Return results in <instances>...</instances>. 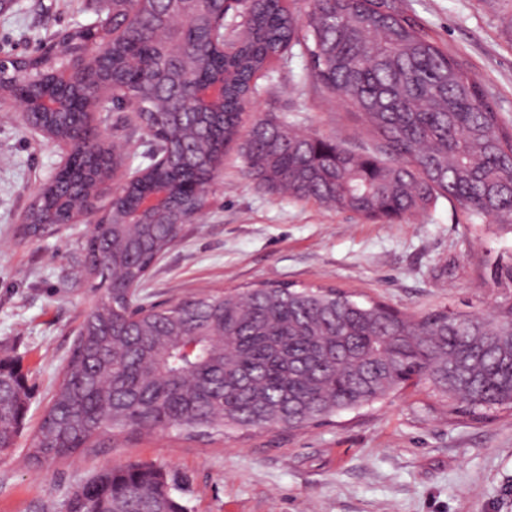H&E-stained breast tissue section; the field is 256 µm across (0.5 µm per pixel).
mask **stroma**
I'll return each instance as SVG.
<instances>
[{
  "mask_svg": "<svg viewBox=\"0 0 512 512\" xmlns=\"http://www.w3.org/2000/svg\"><path fill=\"white\" fill-rule=\"evenodd\" d=\"M395 4L477 75L512 126V0ZM95 9V0H11L0 7V53L93 21ZM249 111L350 145L370 140L357 115L317 87L297 49L258 80ZM61 159L57 144L0 109V358L18 360L31 393L15 447L0 452V512H66L74 488L97 470L130 464L183 477L176 496L189 512H512V412L451 416L422 388L301 430L122 434L30 463L94 301L84 272L87 225L20 233L21 213ZM210 200L154 264L143 289L149 301L264 281L332 286L411 314H490L512 299V284L496 278L512 264V233L445 199L400 223L367 224L311 199L265 193L233 145Z\"/></svg>",
  "mask_w": 512,
  "mask_h": 512,
  "instance_id": "1",
  "label": "stroma"
}]
</instances>
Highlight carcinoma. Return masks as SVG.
I'll return each instance as SVG.
<instances>
[{
    "label": "carcinoma",
    "mask_w": 512,
    "mask_h": 512,
    "mask_svg": "<svg viewBox=\"0 0 512 512\" xmlns=\"http://www.w3.org/2000/svg\"><path fill=\"white\" fill-rule=\"evenodd\" d=\"M256 0L220 52L197 21L212 0L177 20L170 35L153 33L155 0H112V26L131 20L126 38L108 39L103 62L114 85L135 99V126L151 137L141 177L116 181L115 222L87 235L86 274L96 296L29 448L30 459L65 458L117 433L165 430L219 436L249 429H301L356 411L411 386L428 390L448 414L512 411V302L492 315L435 310L407 315L359 301L335 288L262 284L203 293L150 306L126 286L141 285L175 245L160 215L125 224L158 183L171 211L189 217L205 199L187 190L196 172L156 164L182 143L217 162L239 142L247 172L272 195L313 199L391 223L445 198L512 232V127L462 64L424 35L392 0ZM77 28L50 35L53 53L20 55L0 95L22 98L41 79L68 68ZM301 47L317 84L357 111L372 144L305 135L259 119L243 129L256 81L288 50ZM189 50L180 77L193 85L224 81V106L177 119L164 110L162 75L170 54ZM75 113L49 115L45 127L66 135ZM58 172L29 203L32 234L71 218L77 197ZM21 367L0 359V452L15 446L28 411ZM175 478L146 465L105 466L71 494L67 512H188Z\"/></svg>",
    "instance_id": "1"
}]
</instances>
